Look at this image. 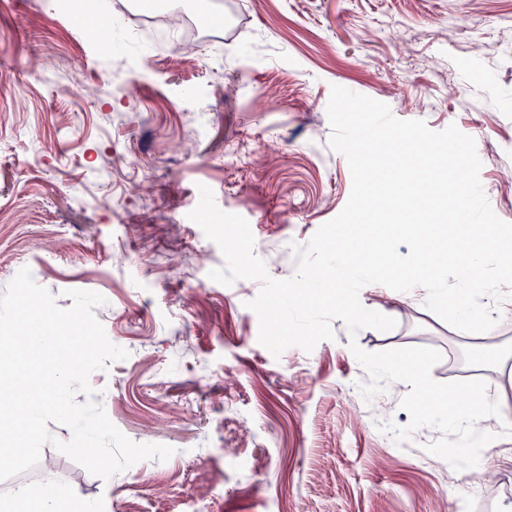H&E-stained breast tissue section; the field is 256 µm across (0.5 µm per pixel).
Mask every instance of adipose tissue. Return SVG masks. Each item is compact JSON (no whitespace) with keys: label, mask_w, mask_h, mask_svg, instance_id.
Wrapping results in <instances>:
<instances>
[{"label":"adipose tissue","mask_w":512,"mask_h":512,"mask_svg":"<svg viewBox=\"0 0 512 512\" xmlns=\"http://www.w3.org/2000/svg\"><path fill=\"white\" fill-rule=\"evenodd\" d=\"M499 416L498 404L479 394L470 395L462 404L437 396L425 409L427 421L463 428L462 440L447 451L448 465L459 477L485 468L497 436L492 423ZM69 507V496L62 494L49 477L36 486H18L0 500V512H68Z\"/></svg>","instance_id":"1"}]
</instances>
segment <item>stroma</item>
Returning <instances> with one entry per match:
<instances>
[{
    "mask_svg": "<svg viewBox=\"0 0 512 512\" xmlns=\"http://www.w3.org/2000/svg\"><path fill=\"white\" fill-rule=\"evenodd\" d=\"M197 20L221 17L161 58L112 56L81 20L44 0H0V293L20 268L95 314L126 360L94 372V399L137 443L173 448L110 478L53 446L0 482L53 476L98 512H512V429L492 459L498 485L463 499L441 451L458 431L427 423L399 381L364 399L369 352L439 350L435 381L482 380L512 422V319L461 339L406 297L366 291L393 329L280 357L248 309L256 280L223 285L218 246L189 222L198 186L245 218L269 274L291 277L307 243L345 206L346 158L330 146L331 86L387 104L435 131L476 141L495 214L512 223V0H167ZM94 83L100 94L79 99Z\"/></svg>",
    "mask_w": 512,
    "mask_h": 512,
    "instance_id": "1",
    "label": "stroma"
}]
</instances>
